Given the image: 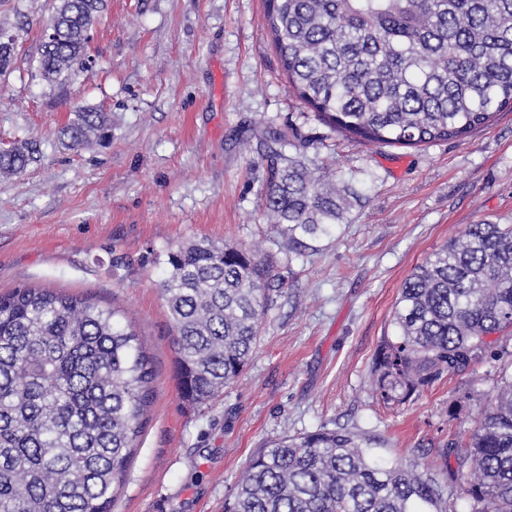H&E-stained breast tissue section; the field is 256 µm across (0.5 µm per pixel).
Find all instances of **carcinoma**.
Instances as JSON below:
<instances>
[{
	"mask_svg": "<svg viewBox=\"0 0 512 512\" xmlns=\"http://www.w3.org/2000/svg\"><path fill=\"white\" fill-rule=\"evenodd\" d=\"M104 0H55L37 71L65 88L85 70ZM263 24L282 73L332 130L362 143L459 140L512 110V0H266ZM19 30L0 26V76ZM112 120L78 106L67 145L110 139ZM259 213L286 254L331 238L350 182L327 179L295 144L269 136ZM23 140L0 151V175L37 160ZM161 283L182 397L212 401L249 361L275 278L244 249L189 241L167 252ZM395 336L373 362L384 403L420 396L444 376L498 363L495 394L467 440L449 439L436 469H404L370 438L321 427L266 443L224 512H434L446 479L468 512H512V225L469 224L417 265L395 304ZM144 341L117 307L23 286L0 295V512H112L153 399Z\"/></svg>",
	"mask_w": 512,
	"mask_h": 512,
	"instance_id": "1",
	"label": "carcinoma"
}]
</instances>
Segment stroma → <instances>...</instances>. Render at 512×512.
Wrapping results in <instances>:
<instances>
[{
    "instance_id": "stroma-1",
    "label": "stroma",
    "mask_w": 512,
    "mask_h": 512,
    "mask_svg": "<svg viewBox=\"0 0 512 512\" xmlns=\"http://www.w3.org/2000/svg\"><path fill=\"white\" fill-rule=\"evenodd\" d=\"M264 11L265 0H106L92 62L61 91L36 75L52 0H0V24L26 27L0 76V148H40L26 174L0 177V293L52 288L117 306L152 358L154 399L112 512H224L259 448L321 427L366 433L392 463L432 468L482 409L470 389L495 390L484 361L383 405L371 370L413 268L466 225H512V111L462 140L356 142L290 91ZM78 104L110 114L108 146L60 143ZM272 131L306 142L366 196L301 257L286 256L259 214ZM200 239L256 254L282 287L243 373L195 405L179 392L160 283L168 250Z\"/></svg>"
}]
</instances>
